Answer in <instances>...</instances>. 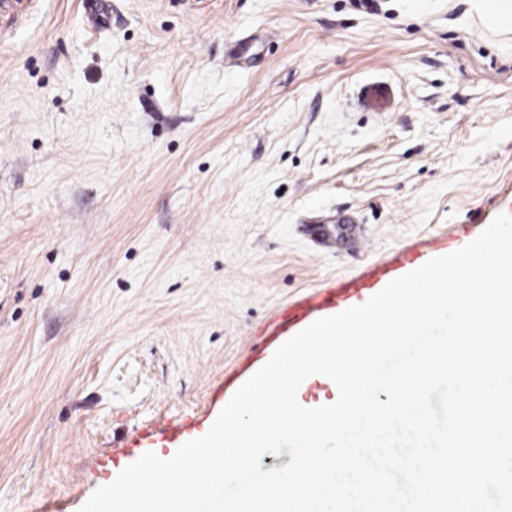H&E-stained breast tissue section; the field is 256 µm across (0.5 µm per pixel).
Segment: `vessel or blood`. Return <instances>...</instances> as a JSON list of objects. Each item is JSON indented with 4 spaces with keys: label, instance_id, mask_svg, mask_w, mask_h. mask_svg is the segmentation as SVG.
Instances as JSON below:
<instances>
[{
    "label": "vessel or blood",
    "instance_id": "vessel-or-blood-1",
    "mask_svg": "<svg viewBox=\"0 0 512 512\" xmlns=\"http://www.w3.org/2000/svg\"><path fill=\"white\" fill-rule=\"evenodd\" d=\"M391 97V87L379 81L364 83L357 92L360 108L368 112L386 111ZM425 257V252L419 246L408 245L389 263L360 272L348 281L332 282L309 293L294 306L281 312L279 331L269 338L270 348H278L284 334L309 326L318 319L338 314L372 297L391 280L421 264Z\"/></svg>",
    "mask_w": 512,
    "mask_h": 512
}]
</instances>
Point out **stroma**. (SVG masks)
Masks as SVG:
<instances>
[{
	"instance_id": "35a3bbf8",
	"label": "stroma",
	"mask_w": 512,
	"mask_h": 512,
	"mask_svg": "<svg viewBox=\"0 0 512 512\" xmlns=\"http://www.w3.org/2000/svg\"><path fill=\"white\" fill-rule=\"evenodd\" d=\"M107 10L0 37V512H79L210 428L283 308L512 205V31L471 0ZM391 97V87L379 81L364 83L357 92L358 105L367 112H385Z\"/></svg>"
}]
</instances>
